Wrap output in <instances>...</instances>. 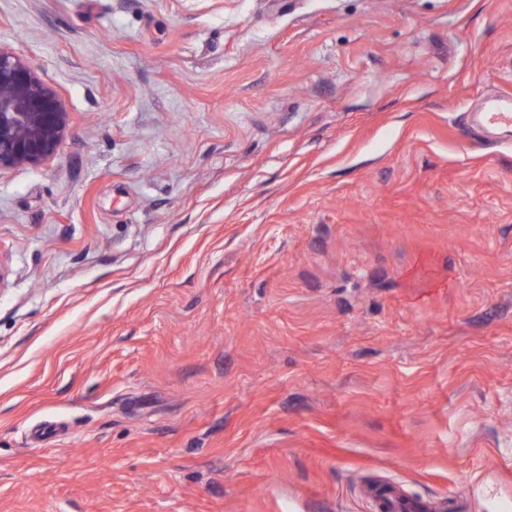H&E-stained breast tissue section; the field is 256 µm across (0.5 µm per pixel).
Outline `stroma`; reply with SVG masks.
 Here are the masks:
<instances>
[{"mask_svg":"<svg viewBox=\"0 0 512 512\" xmlns=\"http://www.w3.org/2000/svg\"><path fill=\"white\" fill-rule=\"evenodd\" d=\"M71 113L0 174V512H512V0H0ZM488 127L512 128V96L499 95L492 99L481 116ZM400 485L388 482V484L377 485L371 492L376 505L380 502H387L390 512H436L438 508L426 503L425 499H414L405 497L398 489ZM424 500V501H422Z\"/></svg>","mask_w":512,"mask_h":512,"instance_id":"stroma-1","label":"stroma"}]
</instances>
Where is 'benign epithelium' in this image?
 Instances as JSON below:
<instances>
[{"label":"benign epithelium","mask_w":512,"mask_h":512,"mask_svg":"<svg viewBox=\"0 0 512 512\" xmlns=\"http://www.w3.org/2000/svg\"><path fill=\"white\" fill-rule=\"evenodd\" d=\"M69 127L70 112L39 67L0 44V173L52 160Z\"/></svg>","instance_id":"1"}]
</instances>
